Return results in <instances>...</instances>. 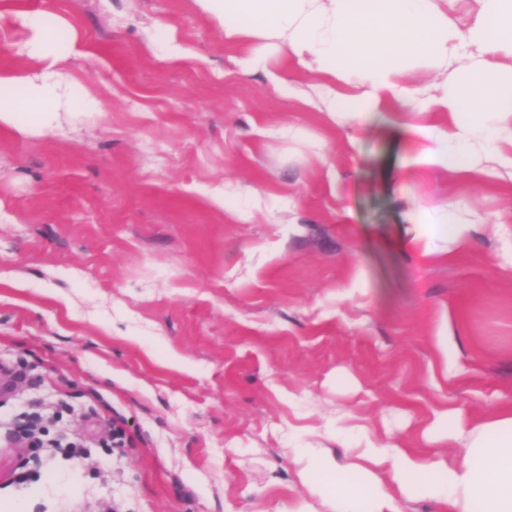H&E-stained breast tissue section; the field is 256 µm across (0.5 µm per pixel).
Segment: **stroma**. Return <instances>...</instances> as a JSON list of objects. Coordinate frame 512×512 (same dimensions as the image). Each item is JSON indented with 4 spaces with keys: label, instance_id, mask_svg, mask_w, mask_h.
<instances>
[{
    "label": "stroma",
    "instance_id": "35a3bbf8",
    "mask_svg": "<svg viewBox=\"0 0 512 512\" xmlns=\"http://www.w3.org/2000/svg\"><path fill=\"white\" fill-rule=\"evenodd\" d=\"M28 2L88 44L101 111L0 131V367L32 369L0 393V454L28 459L3 435L35 401L84 448L43 450L0 512H333L299 449L344 460L355 423L422 448L436 411L512 399V117L471 130L467 172L418 164L407 129L454 128L432 104L454 69L411 60L418 101L333 115L325 87H362L225 41L193 0ZM490 6L430 0L465 33ZM447 205L482 230L421 257Z\"/></svg>",
    "mask_w": 512,
    "mask_h": 512
}]
</instances>
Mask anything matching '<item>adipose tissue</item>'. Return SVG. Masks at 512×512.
I'll list each match as a JSON object with an SVG mask.
<instances>
[{"label": "adipose tissue", "mask_w": 512, "mask_h": 512, "mask_svg": "<svg viewBox=\"0 0 512 512\" xmlns=\"http://www.w3.org/2000/svg\"><path fill=\"white\" fill-rule=\"evenodd\" d=\"M198 9L236 42L278 41L299 61H311L318 72L370 90L369 98L335 95L331 109L356 114L369 101L408 98L412 91L396 77L405 62L429 56L448 59L449 43L459 40L445 17L432 13L429 0H194ZM493 7L471 39L485 55L512 50V0H492ZM26 31L17 52L30 67L0 70V128L23 134L51 133L64 114L96 112L99 102L76 81L69 65L87 56L77 34L58 42L55 27L65 18L13 10ZM442 103L455 117V139L485 125L491 114L512 112V76L490 67L459 66ZM417 161L451 170L468 164V153L451 149L415 126ZM425 436L449 446V453L425 455L400 444H381L366 427L353 437L359 449L351 461L314 460L309 487L332 494L336 512H401L402 500L420 496L439 512H512V400L495 414L470 423L456 412H438Z\"/></svg>", "instance_id": "1"}]
</instances>
